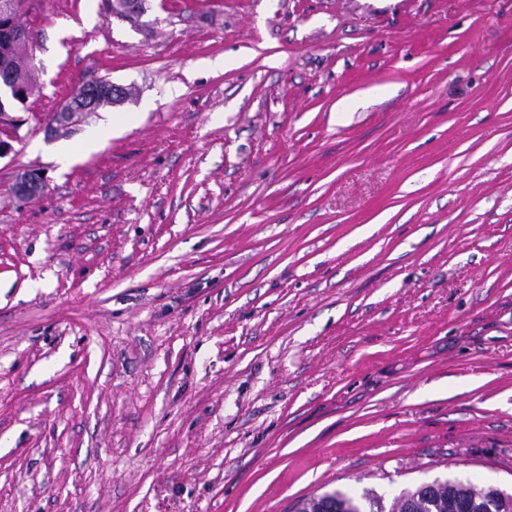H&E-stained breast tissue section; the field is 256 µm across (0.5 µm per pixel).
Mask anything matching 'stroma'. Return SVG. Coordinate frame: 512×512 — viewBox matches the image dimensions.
I'll return each mask as SVG.
<instances>
[{"label": "stroma", "mask_w": 512, "mask_h": 512, "mask_svg": "<svg viewBox=\"0 0 512 512\" xmlns=\"http://www.w3.org/2000/svg\"><path fill=\"white\" fill-rule=\"evenodd\" d=\"M110 5L42 0L0 160V512L511 487L512 0ZM105 83L110 88L109 97L112 98V104H119L123 98L124 87L113 83L110 80L102 78H89L84 79L81 84V92L75 97L78 101H83L80 107L72 103V98L59 104L56 111L44 117L42 120V130L47 136H51L59 128L75 125L81 121L88 112H92L96 107L98 92V85ZM14 195L20 201L37 198L47 189L46 177L37 169L18 173L14 182Z\"/></svg>", "instance_id": "35a3bbf8"}]
</instances>
